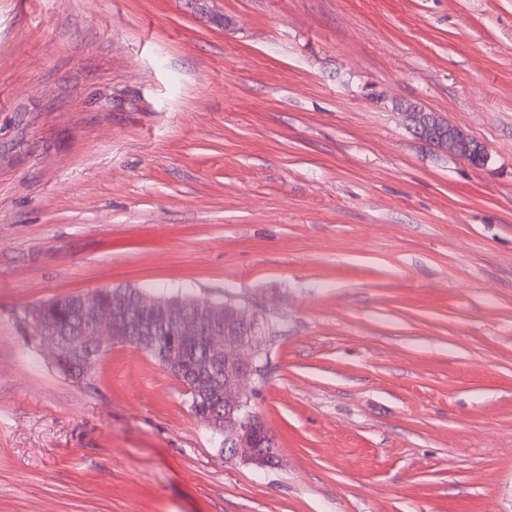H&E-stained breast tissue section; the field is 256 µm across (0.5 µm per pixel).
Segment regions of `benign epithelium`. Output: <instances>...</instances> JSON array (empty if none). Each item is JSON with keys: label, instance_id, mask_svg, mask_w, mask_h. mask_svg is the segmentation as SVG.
Returning <instances> with one entry per match:
<instances>
[{"label": "benign epithelium", "instance_id": "benign-epithelium-1", "mask_svg": "<svg viewBox=\"0 0 512 512\" xmlns=\"http://www.w3.org/2000/svg\"><path fill=\"white\" fill-rule=\"evenodd\" d=\"M163 314V328L183 342L201 345L204 353L196 361L195 372L206 391L224 399L226 414L209 413L200 419L209 428L229 423L224 451L256 466L266 465L265 448L272 437L261 418L245 402L248 386L254 380L257 361L265 357L256 334L255 316L245 308L216 306L193 299L164 304L158 299L133 301L113 296L102 305L95 293L75 301L80 326L71 333H60L38 307L28 313L30 321L52 361L62 372L71 367L92 368L88 352L115 343L130 344L147 352L155 349V315Z\"/></svg>", "mask_w": 512, "mask_h": 512}]
</instances>
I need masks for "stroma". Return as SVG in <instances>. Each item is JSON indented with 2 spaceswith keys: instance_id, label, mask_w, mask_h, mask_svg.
<instances>
[{
  "instance_id": "stroma-1",
  "label": "stroma",
  "mask_w": 512,
  "mask_h": 512,
  "mask_svg": "<svg viewBox=\"0 0 512 512\" xmlns=\"http://www.w3.org/2000/svg\"><path fill=\"white\" fill-rule=\"evenodd\" d=\"M126 287L249 308L281 465L52 364ZM0 512H512V0H0ZM79 294L59 297L44 304L47 316L58 321L62 329L71 330L75 326V320L72 317L73 302Z\"/></svg>"
}]
</instances>
